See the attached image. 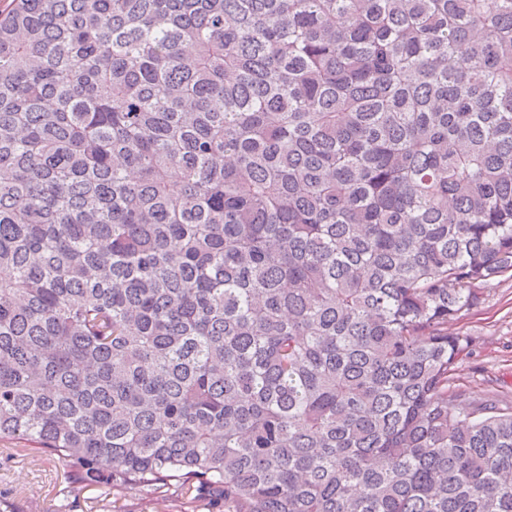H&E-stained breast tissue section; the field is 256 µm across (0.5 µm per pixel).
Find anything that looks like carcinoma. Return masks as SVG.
<instances>
[{
  "label": "carcinoma",
  "instance_id": "cac0c4a2",
  "mask_svg": "<svg viewBox=\"0 0 512 512\" xmlns=\"http://www.w3.org/2000/svg\"><path fill=\"white\" fill-rule=\"evenodd\" d=\"M507 274L512 0L0 6V439L56 512H512L448 333ZM102 491L95 488L79 490L72 495L77 507L75 512H102Z\"/></svg>",
  "mask_w": 512,
  "mask_h": 512
}]
</instances>
